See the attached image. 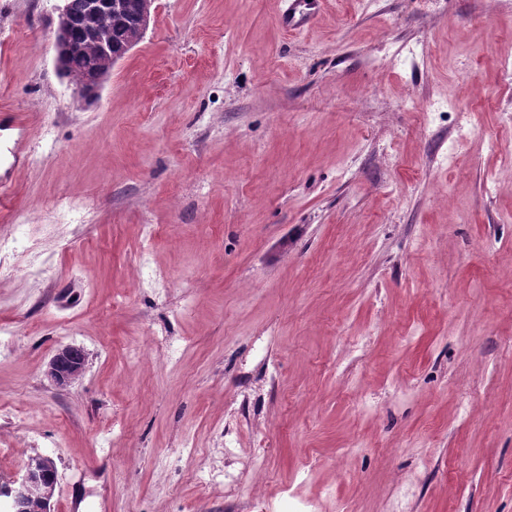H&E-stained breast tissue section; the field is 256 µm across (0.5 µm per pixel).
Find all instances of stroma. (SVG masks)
Masks as SVG:
<instances>
[{
	"label": "stroma",
	"instance_id": "1",
	"mask_svg": "<svg viewBox=\"0 0 512 512\" xmlns=\"http://www.w3.org/2000/svg\"><path fill=\"white\" fill-rule=\"evenodd\" d=\"M56 6L0 0V113L33 118L0 132V478L54 457L55 512H512V0L298 31L157 0L92 101ZM88 355L84 348L65 345L50 359L46 376L57 387L66 388L77 382L84 374Z\"/></svg>",
	"mask_w": 512,
	"mask_h": 512
}]
</instances>
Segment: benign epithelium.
I'll list each match as a JSON object with an SVG mask.
<instances>
[{
	"mask_svg": "<svg viewBox=\"0 0 512 512\" xmlns=\"http://www.w3.org/2000/svg\"><path fill=\"white\" fill-rule=\"evenodd\" d=\"M156 0H137L136 8L130 9L129 0H88L81 21H76L65 2L58 8L54 31L58 52L77 49L75 29L80 27L94 36L96 66L91 75L73 82V92L88 100L87 86L99 93L102 84L112 73L114 66L124 58L144 37L155 12ZM128 20L129 34L123 46L115 50L105 39L104 31L110 18ZM88 355L84 348L65 345L50 359L46 376L57 387L66 388L84 374ZM58 488V470L53 457L37 454L28 458L18 478H0V512H52L53 500Z\"/></svg>",
	"mask_w": 512,
	"mask_h": 512,
	"instance_id": "1",
	"label": "benign epithelium"
}]
</instances>
